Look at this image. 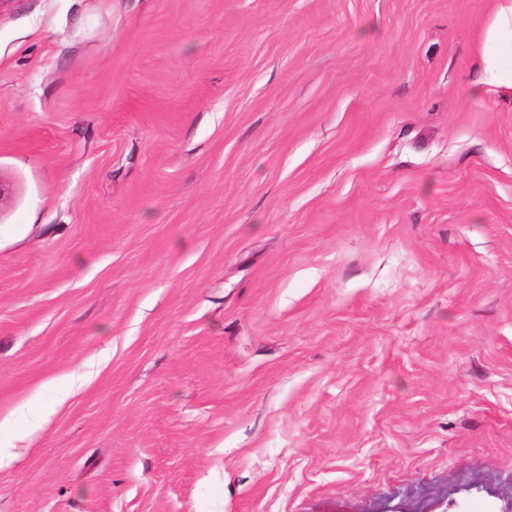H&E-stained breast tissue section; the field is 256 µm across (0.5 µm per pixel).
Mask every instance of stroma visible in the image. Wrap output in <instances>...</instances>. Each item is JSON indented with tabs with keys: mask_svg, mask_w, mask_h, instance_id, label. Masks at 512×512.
Wrapping results in <instances>:
<instances>
[{
	"mask_svg": "<svg viewBox=\"0 0 512 512\" xmlns=\"http://www.w3.org/2000/svg\"><path fill=\"white\" fill-rule=\"evenodd\" d=\"M491 7L0 5V512H512Z\"/></svg>",
	"mask_w": 512,
	"mask_h": 512,
	"instance_id": "stroma-1",
	"label": "stroma"
}]
</instances>
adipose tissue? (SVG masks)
Wrapping results in <instances>:
<instances>
[{
  "label": "adipose tissue",
  "mask_w": 512,
  "mask_h": 512,
  "mask_svg": "<svg viewBox=\"0 0 512 512\" xmlns=\"http://www.w3.org/2000/svg\"><path fill=\"white\" fill-rule=\"evenodd\" d=\"M477 66L482 86L512 91V0H494Z\"/></svg>",
  "instance_id": "ef3b65f1"
}]
</instances>
